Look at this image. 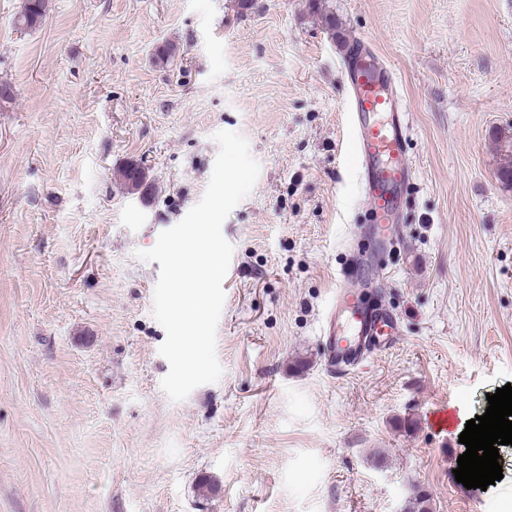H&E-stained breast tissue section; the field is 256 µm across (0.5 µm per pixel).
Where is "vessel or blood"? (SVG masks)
<instances>
[{
  "mask_svg": "<svg viewBox=\"0 0 512 512\" xmlns=\"http://www.w3.org/2000/svg\"><path fill=\"white\" fill-rule=\"evenodd\" d=\"M352 98V161L361 174L367 219L364 248L354 251L342 271L325 314L324 365L344 374L392 348L400 334L398 317L369 277L398 241L395 227L415 170L408 155L409 126L397 78L370 45L354 41L345 58Z\"/></svg>",
  "mask_w": 512,
  "mask_h": 512,
  "instance_id": "b4317fda",
  "label": "vessel or blood"
}]
</instances>
